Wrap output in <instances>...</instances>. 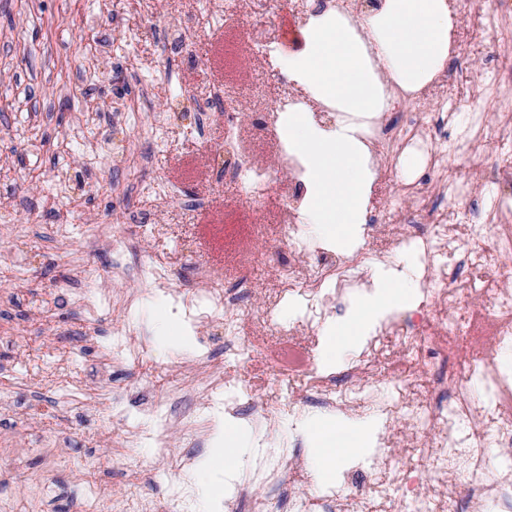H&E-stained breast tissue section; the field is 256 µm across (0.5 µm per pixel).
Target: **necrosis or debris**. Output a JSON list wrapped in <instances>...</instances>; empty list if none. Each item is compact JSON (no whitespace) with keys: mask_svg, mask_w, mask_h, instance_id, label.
I'll return each instance as SVG.
<instances>
[{"mask_svg":"<svg viewBox=\"0 0 512 512\" xmlns=\"http://www.w3.org/2000/svg\"><path fill=\"white\" fill-rule=\"evenodd\" d=\"M449 38L453 53L470 44L480 53L496 49L488 63L505 69L512 55V38L500 19L474 13L469 23L451 14ZM422 95H412L411 109L394 117L366 121L360 135L370 149L377 175L387 174L406 153L416 155L422 178L400 181V206L379 207L369 232L388 238L393 247L416 252L424 263L427 306L411 314L379 321L357 358L335 372L318 370L299 330L322 324L342 311L358 291L366 251L351 256L308 243L295 224L282 225L288 260L275 274V302L266 310L276 325L278 305L296 302L300 323L280 329L279 346L268 357L279 377L299 380L302 403L351 416L376 406L386 420L411 415V432L388 429L371 466L354 462L320 498L322 512H512V375L501 372L499 359L512 350V196L479 194L474 178L512 181V155L486 159V144L512 143V114L486 123L472 113L461 123L456 113L421 109ZM228 134L212 156L232 159V172H246L254 188H262L280 173L290 176L288 211H300L308 193L304 159L279 147L277 164H251L241 154L235 130L238 115L224 109ZM465 159V174L450 172L445 155ZM112 269L122 278L141 281L170 294L175 309L199 327L224 323V349L239 355L240 321L248 316L253 281L242 277V290L229 292L210 268L200 267L190 296H183L162 266L134 261L130 247L113 243ZM432 383L419 395L417 383ZM210 357L183 362L169 389L176 396L191 392L192 403L179 420L168 417L167 404L156 401L146 411L158 421L153 437L161 461L175 471L191 463L189 455L170 446L171 429L195 438L202 434L213 396L228 387ZM482 385L487 401L476 414L473 388ZM304 460L293 447L261 448L250 464L246 488L224 500L227 512H310L308 497L285 491L289 471Z\"/></svg>","mask_w":512,"mask_h":512,"instance_id":"4bbe7bcc","label":"necrosis or debris"}]
</instances>
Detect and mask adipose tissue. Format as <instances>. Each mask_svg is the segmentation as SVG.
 Here are the masks:
<instances>
[{
  "instance_id": "obj_1",
  "label": "adipose tissue",
  "mask_w": 512,
  "mask_h": 512,
  "mask_svg": "<svg viewBox=\"0 0 512 512\" xmlns=\"http://www.w3.org/2000/svg\"><path fill=\"white\" fill-rule=\"evenodd\" d=\"M362 36H355L337 17L313 18L303 33V47L279 54L277 63L309 97L333 107V126H317L303 112L288 113L281 124L284 140L304 155L311 169V188L302 209L304 223L345 244L362 224L370 200L372 175L368 150L358 137L357 118L387 111L371 70L379 65L388 78L407 91L424 89L448 59V0H383L363 14ZM420 283L411 276H382L360 295L345 321L327 333L330 355L353 346L359 336L396 307L418 304ZM305 429L315 448L310 468L316 479L335 471L339 461L363 451L365 429H339L309 420ZM246 432L232 421L219 423L213 450L199 468V481L218 489L225 475L243 464Z\"/></svg>"
}]
</instances>
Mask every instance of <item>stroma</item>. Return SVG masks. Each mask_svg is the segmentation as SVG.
Here are the masks:
<instances>
[{"instance_id": "1", "label": "stroma", "mask_w": 512, "mask_h": 512, "mask_svg": "<svg viewBox=\"0 0 512 512\" xmlns=\"http://www.w3.org/2000/svg\"><path fill=\"white\" fill-rule=\"evenodd\" d=\"M187 44L172 52L169 28ZM303 46L301 25L288 0H241L233 18L211 0H0V499L11 512H28L40 495L41 512H86L90 493L120 501L127 470H137L143 496L167 503L171 482L193 480L212 446L173 431L174 450L192 457L181 473L158 468L153 449L126 454L121 434L153 423L139 402L167 398L181 359L198 346L195 334L159 352L151 297L136 311L149 348L138 362L108 360L118 316L86 335L85 305L100 289L141 293L114 278L109 243L125 239L137 259L171 269L191 289L197 267L214 268L225 285L237 283L245 258H254L253 310L238 328L242 343L259 341L251 358L224 352V327L206 336L226 376L253 383L251 397L293 405L295 425L268 428L243 421L250 447L299 438L313 454L304 421L313 410L300 391L275 380L261 354L279 341L265 321L272 269L288 258L278 235L289 181L278 178L253 193L246 178L225 181L208 146L223 143L224 115L205 110L214 88L236 100L240 139L263 165L277 160L269 130L254 113L259 91L273 93L270 59L248 57L244 34L283 33ZM154 229L143 233L122 216L127 199ZM55 443L74 461L99 457L103 470L89 488L69 469L47 468L32 442Z\"/></svg>"}]
</instances>
